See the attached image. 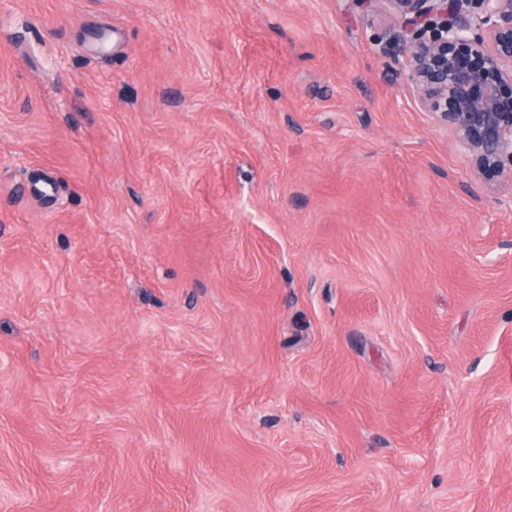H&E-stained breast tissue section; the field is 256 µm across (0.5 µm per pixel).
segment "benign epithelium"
<instances>
[{
	"label": "benign epithelium",
	"mask_w": 512,
	"mask_h": 512,
	"mask_svg": "<svg viewBox=\"0 0 512 512\" xmlns=\"http://www.w3.org/2000/svg\"><path fill=\"white\" fill-rule=\"evenodd\" d=\"M422 104L476 175L512 181V0H388Z\"/></svg>",
	"instance_id": "7a95c632"
}]
</instances>
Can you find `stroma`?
I'll return each instance as SVG.
<instances>
[{
	"label": "stroma",
	"mask_w": 512,
	"mask_h": 512,
	"mask_svg": "<svg viewBox=\"0 0 512 512\" xmlns=\"http://www.w3.org/2000/svg\"><path fill=\"white\" fill-rule=\"evenodd\" d=\"M388 0H0V512H512V184Z\"/></svg>",
	"instance_id": "35a3bbf8"
}]
</instances>
